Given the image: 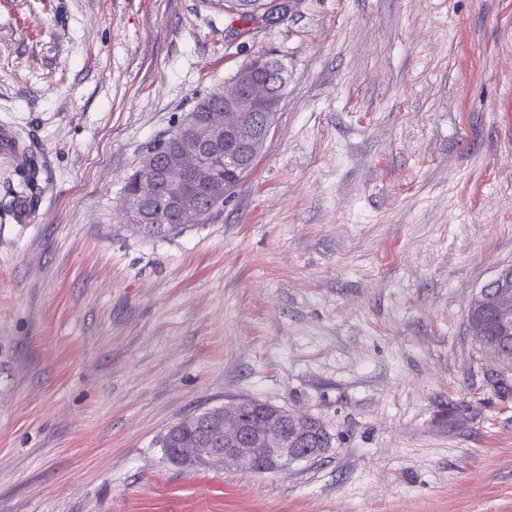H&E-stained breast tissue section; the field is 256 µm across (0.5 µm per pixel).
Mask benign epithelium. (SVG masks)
I'll use <instances>...</instances> for the list:
<instances>
[{
	"instance_id": "benign-epithelium-1",
	"label": "benign epithelium",
	"mask_w": 512,
	"mask_h": 512,
	"mask_svg": "<svg viewBox=\"0 0 512 512\" xmlns=\"http://www.w3.org/2000/svg\"><path fill=\"white\" fill-rule=\"evenodd\" d=\"M224 99L239 104L240 117L234 126L209 118L204 122L205 133L183 134L166 150V159L159 161L153 156L145 157L138 177V192L125 199V209L134 216L137 224H149L153 220V205L159 188L166 191L170 212L179 220L194 214L196 201L192 183L215 158L224 157V167L234 164L224 155V142H232L247 148L262 134L269 133L258 122L257 112L262 110L266 91L249 93L239 82L232 83L223 93ZM490 302L500 317L512 319V289L501 287L490 296ZM243 401L224 408V420H215L224 432L222 447L196 448L185 454L172 457L174 463L186 467H234L248 470L259 463V470L271 473L284 470L293 464L309 461L328 452L326 448H300L298 441L304 436L309 416L296 412L288 413V427L272 419L265 432L256 440L247 442L238 414Z\"/></svg>"
}]
</instances>
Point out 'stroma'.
I'll return each mask as SVG.
<instances>
[{
  "label": "stroma",
  "instance_id": "1",
  "mask_svg": "<svg viewBox=\"0 0 512 512\" xmlns=\"http://www.w3.org/2000/svg\"><path fill=\"white\" fill-rule=\"evenodd\" d=\"M0 0V512H512V363L466 310L512 265V0ZM288 71L251 172L151 238L123 186L248 58ZM256 399L324 456L185 468ZM225 8L240 20L252 22L258 19L267 20L273 13H284L288 11V1L285 4H278L276 0H224ZM244 401L239 400L231 407H225L224 423L213 418L217 426L224 432L223 448H203L217 436L215 428L202 427L200 422L216 408L208 409L191 415L171 426L162 438V448H195L186 454L178 451L172 457L174 463L186 467H234L248 470L255 461L259 462V470L271 473L284 470L293 464L309 461L320 457L332 448L333 437L326 426L317 418L311 417L309 424L310 448H298L297 442L304 436L308 415L296 412L288 413V430L271 419L265 432L256 440L247 442L245 431L238 414Z\"/></svg>",
  "mask_w": 512,
  "mask_h": 512
}]
</instances>
